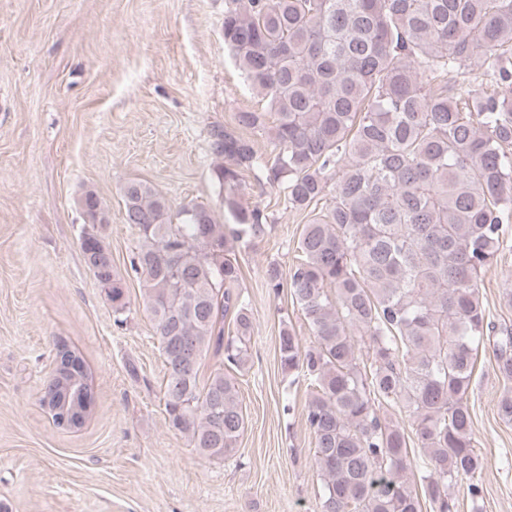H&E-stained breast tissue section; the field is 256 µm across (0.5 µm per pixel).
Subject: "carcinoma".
Masks as SVG:
<instances>
[{"mask_svg": "<svg viewBox=\"0 0 512 512\" xmlns=\"http://www.w3.org/2000/svg\"><path fill=\"white\" fill-rule=\"evenodd\" d=\"M223 29L265 102L211 136L230 233L205 206L124 188L168 426L213 461L247 429L233 372L248 361L251 309L229 241L267 234L263 212L240 202L242 173L258 172L310 215L288 274L271 262L264 279L276 296L289 289L314 337L305 347L282 321L281 368L313 388L320 512H421L423 498L450 512L463 481L478 501L467 394L480 345L493 341L496 374L512 381V330L487 336L479 291L512 223V0H229ZM245 130L270 140L269 156ZM85 214L80 250L120 323L106 210L96 198ZM211 348L223 359L203 379ZM401 415L422 456L413 482Z\"/></svg>", "mask_w": 512, "mask_h": 512, "instance_id": "1", "label": "carcinoma"}]
</instances>
